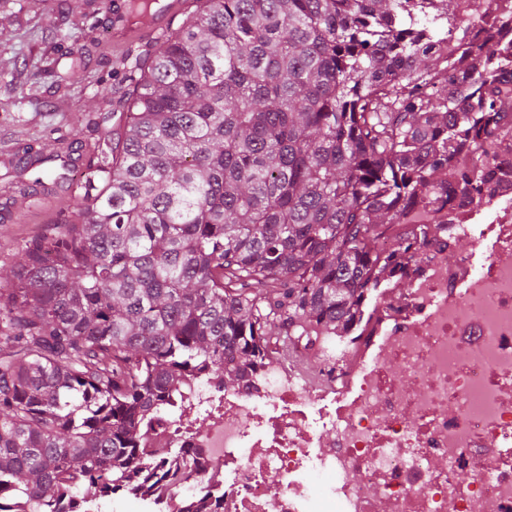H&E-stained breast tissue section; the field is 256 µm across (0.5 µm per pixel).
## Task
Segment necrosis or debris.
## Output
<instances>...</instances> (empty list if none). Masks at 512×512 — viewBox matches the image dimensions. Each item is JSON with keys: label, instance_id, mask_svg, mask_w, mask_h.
Instances as JSON below:
<instances>
[{"label": "necrosis or debris", "instance_id": "obj_1", "mask_svg": "<svg viewBox=\"0 0 512 512\" xmlns=\"http://www.w3.org/2000/svg\"><path fill=\"white\" fill-rule=\"evenodd\" d=\"M488 171L441 212L472 249L427 248L342 356L298 336L301 373L272 361L155 418L223 481L224 512H512V138Z\"/></svg>", "mask_w": 512, "mask_h": 512}]
</instances>
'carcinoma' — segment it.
Instances as JSON below:
<instances>
[{
  "mask_svg": "<svg viewBox=\"0 0 512 512\" xmlns=\"http://www.w3.org/2000/svg\"><path fill=\"white\" fill-rule=\"evenodd\" d=\"M196 3L112 92L83 198L0 271V512L177 494L198 458L156 416L346 335L448 175L484 190L458 153L512 131V51L470 0Z\"/></svg>",
  "mask_w": 512,
  "mask_h": 512,
  "instance_id": "cac0c4a2",
  "label": "carcinoma"
}]
</instances>
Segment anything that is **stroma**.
Returning <instances> with one entry per match:
<instances>
[{
    "instance_id": "stroma-1",
    "label": "stroma",
    "mask_w": 512,
    "mask_h": 512,
    "mask_svg": "<svg viewBox=\"0 0 512 512\" xmlns=\"http://www.w3.org/2000/svg\"><path fill=\"white\" fill-rule=\"evenodd\" d=\"M130 0H11L0 12V267H10L23 241L46 233V222L70 203L65 189L7 198L3 186L33 180L29 150L49 155L79 140L93 143L114 123L109 97L127 74L122 64L154 46L143 36H113L111 11ZM85 68L81 83L60 79L72 59Z\"/></svg>"
}]
</instances>
